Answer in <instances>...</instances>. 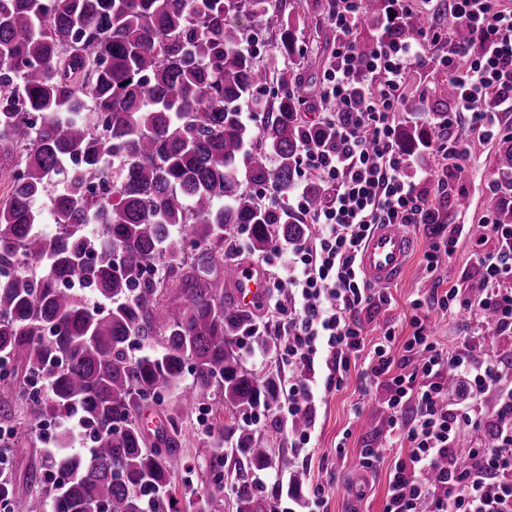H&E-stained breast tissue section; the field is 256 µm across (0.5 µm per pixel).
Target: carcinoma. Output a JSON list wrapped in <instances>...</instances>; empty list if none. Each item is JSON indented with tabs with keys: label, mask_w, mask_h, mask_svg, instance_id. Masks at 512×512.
<instances>
[{
	"label": "carcinoma",
	"mask_w": 512,
	"mask_h": 512,
	"mask_svg": "<svg viewBox=\"0 0 512 512\" xmlns=\"http://www.w3.org/2000/svg\"><path fill=\"white\" fill-rule=\"evenodd\" d=\"M271 0H0V170L13 171L0 202V265H22L0 281V364L12 363L47 381L28 397L36 420L65 421L79 407L97 444L88 455L63 454L50 466L64 474L52 512H166L173 499L168 453L182 428L148 442L138 422L142 405L161 402L185 374L184 414L219 401L236 412L273 411L279 379L259 378L242 364L243 339L272 348L257 335L249 312L224 300V245L236 232L264 252L278 240L301 242L307 224L288 207H262L243 183L283 196L294 183L303 143L333 146L326 127L299 121L307 98L292 71L258 132L241 104L268 81L254 54L239 50L245 29L229 16L247 10L278 33L291 56V19ZM387 0H365L357 63L363 64ZM411 17L397 30L413 38ZM448 80L431 93L448 110ZM264 151L246 169L238 161L253 137ZM421 133L398 130L407 151ZM120 167L112 192L93 178L107 159ZM55 188V233L42 229L36 206ZM448 198L432 205L430 221L445 224ZM74 288H62V282ZM173 288L179 303L164 301ZM109 303L90 301L85 290ZM149 353L130 354L134 340ZM234 443L239 472L233 490L248 505L254 474L270 457L253 434L224 426L210 467L223 487L224 441Z\"/></svg>",
	"instance_id": "cac0c4a2"
}]
</instances>
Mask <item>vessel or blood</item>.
Returning <instances> with one entry per match:
<instances>
[{
    "instance_id": "vessel-or-blood-1",
    "label": "vessel or blood",
    "mask_w": 512,
    "mask_h": 512,
    "mask_svg": "<svg viewBox=\"0 0 512 512\" xmlns=\"http://www.w3.org/2000/svg\"><path fill=\"white\" fill-rule=\"evenodd\" d=\"M413 240L400 224L375 225L361 248L359 266L364 277L373 284L397 281L405 273ZM235 300L240 308H250L266 291V280L257 266L238 265L233 270Z\"/></svg>"
}]
</instances>
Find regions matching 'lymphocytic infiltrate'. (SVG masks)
Wrapping results in <instances>:
<instances>
[{"instance_id": "obj_1", "label": "lymphocytic infiltrate", "mask_w": 512, "mask_h": 512, "mask_svg": "<svg viewBox=\"0 0 512 512\" xmlns=\"http://www.w3.org/2000/svg\"><path fill=\"white\" fill-rule=\"evenodd\" d=\"M364 0H334L336 63L327 73L324 98L331 110L321 126L336 132L329 149L305 141L297 164L288 212L311 225L305 241L273 246L279 278L292 288L291 306L279 307L276 331L281 360L295 375L280 413L286 422L305 421L291 446L302 464L315 431L320 391L341 388L352 361L365 362L363 375L386 393L389 427L399 455L387 461L382 449L365 448L358 469L388 468L383 512H512V358L475 355L471 343L444 350L424 324L426 310L465 312L475 320V339H512V224L484 216L476 250L482 272L479 295L448 288L411 303L412 332L394 329L368 340L363 313L389 304L382 288L366 283L359 252L377 224L426 223L434 198L463 169L473 140L512 135L501 122L512 113V8L499 0H448L445 24L423 27L411 41L377 42L366 66L356 63L355 32ZM466 30L467 39L456 37ZM445 69L456 91L454 110L422 136L423 151L444 160V176L428 173L403 150L402 88L418 66ZM326 187L311 206L304 183ZM402 341L408 365L395 363L391 348ZM328 375L318 381L316 368ZM476 434L459 457L463 430Z\"/></svg>"}]
</instances>
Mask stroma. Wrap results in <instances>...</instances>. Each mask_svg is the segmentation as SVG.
<instances>
[{
	"label": "stroma",
	"mask_w": 512,
	"mask_h": 512,
	"mask_svg": "<svg viewBox=\"0 0 512 512\" xmlns=\"http://www.w3.org/2000/svg\"><path fill=\"white\" fill-rule=\"evenodd\" d=\"M285 12L296 20L297 44L303 55L292 57L282 54L278 48V34L264 30L256 17L239 14L230 22L248 29L255 38V60L267 67L270 80L265 91L256 93L259 103H269L277 90V79L282 70L290 69L302 77L317 108L303 112L304 121L317 120L320 113L329 109L323 101V80L327 70L335 62L336 30L324 18L316 0H285ZM498 142H477L470 150L466 164L467 176L459 187L469 200L464 209L448 212V221L463 225L464 230L455 252L447 263V273L442 283L423 274L422 257L431 240L433 228L428 224L409 226L414 241L409 266L398 281L390 284L391 305L365 316L368 338L382 335L388 327H395L398 336H407L412 300L431 295L435 286L465 288L479 284L480 273L473 253V225L479 224L485 214L488 187L498 177ZM41 379L29 377L25 370H15L8 381L0 383V401H7L9 408L0 413V427L11 430L16 441L25 443L24 453L13 454L5 469V476L15 496L29 499L33 512H50L51 498L34 488V474L46 473L49 460L47 448L53 447L58 432L55 423H33L26 414V394L44 390ZM268 414L231 413L221 405L210 406L197 416L185 419L181 444L169 459L171 495L177 502L178 512H194L183 497L184 484H191L196 500L206 504L209 512H240L233 485L238 472V453L235 449L224 450V488L215 491L210 472L212 443L218 439L227 424H235L255 436L261 437L271 450L272 460L292 456L291 434L288 428L272 430ZM387 413L383 390L367 389L361 369H353L345 376L340 389L331 391L317 406L315 446L310 468L290 470L289 479L295 480L301 489L312 486L332 485L328 496L327 512H383L387 492V470L379 468L369 479H361L356 465L361 449L379 447L385 449L387 459H395L396 451L390 446Z\"/></svg>",
	"instance_id": "obj_1"
}]
</instances>
